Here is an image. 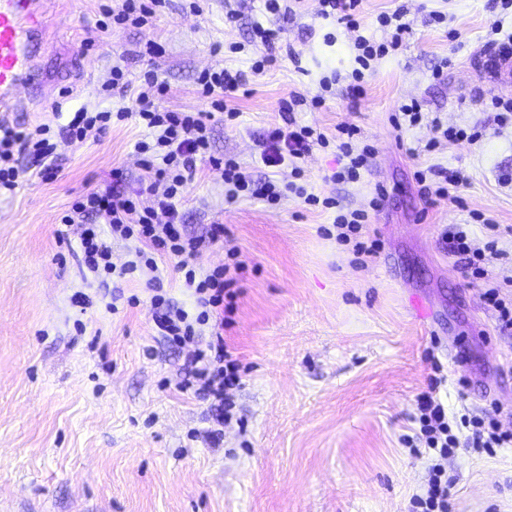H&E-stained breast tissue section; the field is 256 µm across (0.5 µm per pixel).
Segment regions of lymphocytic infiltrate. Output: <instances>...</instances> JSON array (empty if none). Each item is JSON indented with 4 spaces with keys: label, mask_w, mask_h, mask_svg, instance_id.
Wrapping results in <instances>:
<instances>
[{
    "label": "lymphocytic infiltrate",
    "mask_w": 512,
    "mask_h": 512,
    "mask_svg": "<svg viewBox=\"0 0 512 512\" xmlns=\"http://www.w3.org/2000/svg\"><path fill=\"white\" fill-rule=\"evenodd\" d=\"M163 0H120L119 5H102L103 22L99 32H108L110 25L145 27L156 17ZM362 0H319L318 15L325 20H334L357 31L355 40L356 69L351 73V91L355 95L364 92L363 79L370 70L372 61L398 50L405 41L410 27L405 22L403 9L380 16L381 26L391 29L390 40L376 43L360 35L358 19ZM203 97L210 99L217 109H225L229 98L235 97L243 85L241 74L228 70H205L197 79ZM321 94L305 98L292 93L283 102L281 111L284 122L271 128L261 144L260 160L264 166L287 174L288 162L308 154L313 146H327L326 135L317 128L297 124L292 114L296 107L308 104L313 108L324 105L323 93L329 90V82H322ZM167 92L153 71H146L144 83L136 96L135 110H121L120 118L135 117L146 126L149 137L136 145L141 156L142 167L148 181L147 186L135 195L92 191L74 203L70 211L62 216L65 225L84 224L85 219L95 217L106 224L107 233L93 227H85L80 237L79 249L83 262L95 278L148 275L153 293L152 321L159 336L179 346L200 337L204 326H212L208 341H203L188 359L191 378L198 384V392L228 405L229 392L241 381L238 363L227 348L222 330L224 309L228 301L234 300L236 276L243 268L236 260L205 273H197L191 260L206 246L215 245L224 238L223 225H213L208 236L196 237L184 233L178 223V201L183 187L191 181L199 162H206L211 173L236 191L260 195L268 202L279 201L283 191L272 181H255L251 173L237 162L224 160L210 153L209 127L201 112H174L159 110L155 104ZM49 125L42 124L33 131H18L0 126V189H15L20 171L15 163L16 155H26L32 167L40 174L50 173L56 155V145L49 138ZM166 213L167 223H156L157 213ZM132 243V257L123 265L112 262V240ZM176 262L184 274V284L195 297L194 311L173 304L163 294V286L157 275L158 258ZM419 431L415 442L426 449L448 457L459 446L468 442L471 448L492 452L496 448L512 445V432L502 430L496 421L479 417L463 416L449 418L448 409L434 391L421 393L417 400ZM467 430V439H459L460 430Z\"/></svg>",
    "instance_id": "1"
}]
</instances>
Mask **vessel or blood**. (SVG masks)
<instances>
[{"label":"vessel or blood","instance_id":"vessel-or-blood-1","mask_svg":"<svg viewBox=\"0 0 512 512\" xmlns=\"http://www.w3.org/2000/svg\"><path fill=\"white\" fill-rule=\"evenodd\" d=\"M46 0H0V112L23 109L18 91L37 65L34 38L42 30ZM490 79L512 83V45L499 46L488 57Z\"/></svg>","mask_w":512,"mask_h":512}]
</instances>
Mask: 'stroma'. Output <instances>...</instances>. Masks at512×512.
Wrapping results in <instances>:
<instances>
[{
	"mask_svg": "<svg viewBox=\"0 0 512 512\" xmlns=\"http://www.w3.org/2000/svg\"><path fill=\"white\" fill-rule=\"evenodd\" d=\"M103 2L55 0L44 23L68 58L41 51L21 91L28 111L4 120L17 129L47 123L58 135L51 177L32 175L23 157L19 186L0 190V512H412L431 458L404 439L419 429L416 398L433 363L442 366L449 415L493 418L512 432V329L499 330L481 300L488 281L512 293V183L501 180L512 173V124H499L490 105L512 101V85L493 86L480 67L497 36L512 35V7L362 0L365 34L377 39V16L405 9L404 47L376 62L363 95L352 97L342 80L322 108L294 114L329 135L356 127L359 144L374 149L353 183L332 181L335 147H314L300 161L297 186L336 198L338 208L307 205L295 191L273 205L244 193L231 200L205 170L185 186L187 232L224 227L223 243L193 258L197 271L223 265L231 249L245 265L224 328L241 384L215 440L213 402L182 386L192 348L155 335L145 278L88 281L77 257L84 227L60 222L90 190L139 191L135 145L148 132L128 118L78 143L59 128L84 105L131 106L145 69L139 51L151 39L166 50L155 66L168 87L161 109L205 110L197 85L205 69L244 75L249 92L230 103L236 119L218 112L209 123L211 152L270 177L259 138L282 123L280 104L291 93L313 96L323 78L352 72L355 34L319 18L318 0H298L276 63L255 75L252 27L273 24L260 0H203L198 15L169 0L152 27L99 36ZM231 9L236 19L226 17ZM116 66L127 92L99 96ZM47 91L60 115L38 109ZM413 98L424 121L395 126L399 106ZM435 119L481 137L426 150ZM430 168L467 181L453 199H426L415 174ZM357 209L369 215L363 239L379 243L364 265L333 234L337 212ZM486 218L498 224L499 242L483 262L484 282L442 236L464 225L484 243ZM80 291L92 307L73 305ZM133 295L138 304H129ZM442 465L449 512H512V447L489 455L463 444Z\"/></svg>",
	"mask_w": 512,
	"mask_h": 512,
	"instance_id": "1",
	"label": "stroma"
}]
</instances>
